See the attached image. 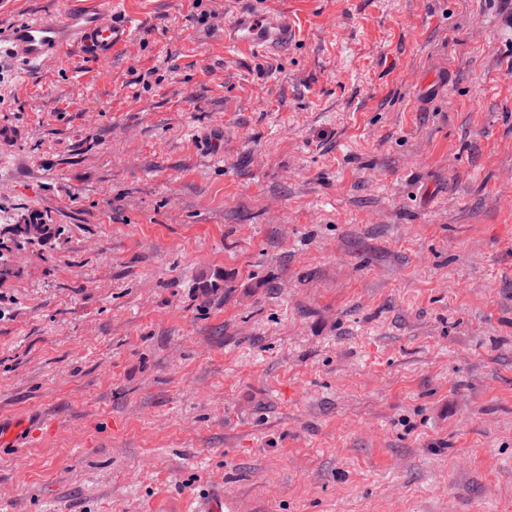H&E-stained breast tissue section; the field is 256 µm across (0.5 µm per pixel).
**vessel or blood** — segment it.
Wrapping results in <instances>:
<instances>
[{"instance_id": "obj_1", "label": "vessel or blood", "mask_w": 512, "mask_h": 512, "mask_svg": "<svg viewBox=\"0 0 512 512\" xmlns=\"http://www.w3.org/2000/svg\"><path fill=\"white\" fill-rule=\"evenodd\" d=\"M233 49L254 52L284 41L290 28L285 23L257 14L237 19L231 27ZM135 37L132 22L122 18L115 0L107 8H99L96 0L81 12L60 17L33 18L13 29L10 37L12 53L27 66H35L58 56L65 46L77 43L103 62Z\"/></svg>"}]
</instances>
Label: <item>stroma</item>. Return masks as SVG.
Returning <instances> with one entry per match:
<instances>
[{
	"mask_svg": "<svg viewBox=\"0 0 512 512\" xmlns=\"http://www.w3.org/2000/svg\"><path fill=\"white\" fill-rule=\"evenodd\" d=\"M84 3L0 0V225L50 227L0 241V512H512V0H122L111 61L14 59ZM231 30L234 37L230 46L246 52H258L263 47L278 44L286 39L287 33L289 39L293 31L289 23L286 26L282 21L278 22L266 14L237 19Z\"/></svg>",
	"mask_w": 512,
	"mask_h": 512,
	"instance_id": "obj_1",
	"label": "stroma"
}]
</instances>
